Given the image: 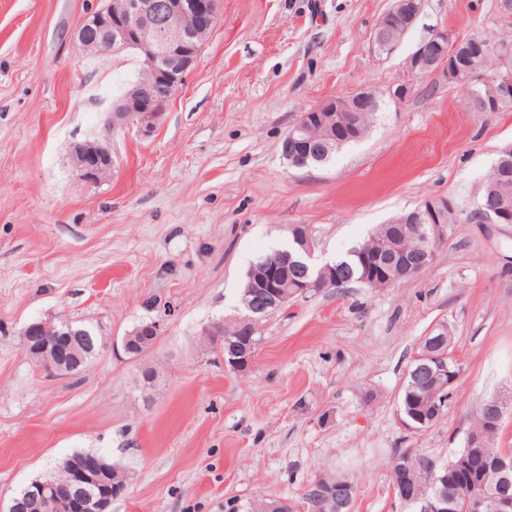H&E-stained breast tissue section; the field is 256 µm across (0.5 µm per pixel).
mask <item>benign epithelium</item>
Masks as SVG:
<instances>
[{"label":"benign epithelium","instance_id":"1","mask_svg":"<svg viewBox=\"0 0 512 512\" xmlns=\"http://www.w3.org/2000/svg\"><path fill=\"white\" fill-rule=\"evenodd\" d=\"M424 6V0H396L392 12L400 13L404 26L415 23ZM150 5L146 0H105L100 9L88 12L82 25L73 34V46L81 59L116 54L132 49L137 56L138 69L134 78L117 96L119 106L111 107L112 128L135 126L145 137L149 136L160 122L170 103V97L156 94L159 81L164 79L184 80L193 69L200 55L201 47L188 46V33L181 27L166 25L162 29L147 28ZM190 15L195 19L194 27L202 31L217 23L216 0H172L169 16L180 19ZM389 14H384L377 23L372 38L373 52L391 54L397 47L389 35ZM457 44L453 43L448 31L438 30L432 37L419 44L405 59L404 67L410 75L442 77L447 81L465 82L480 86L473 91L472 102L477 112H493L503 99L512 97V73L509 71L495 75L474 73L461 65L456 54ZM377 95L371 91L352 94L336 104L338 112H370L377 107ZM71 155L81 176L89 181H100L112 172V151L96 139L78 141L71 146ZM453 206L446 198H428L412 210L408 223L415 225V231L423 240L436 242L448 235L445 214ZM475 215L486 224H512V208L502 206L490 209H477ZM292 242L286 251H275L268 264L276 268L280 263H288L308 275L313 266L320 267L318 276L301 284L302 292L309 289L340 288L348 282L343 270L330 263H319L316 256L317 243L306 230L292 226ZM435 251L423 248L415 254L403 252L398 255L400 266L411 272H419L430 267ZM288 300V293L279 289L273 280L263 278L253 283L248 290L244 304L251 312L245 318L237 319L244 330L252 334L260 323L272 315L280 303ZM96 331L69 320L32 322L22 332V345L28 355L44 370L55 376L65 377L72 373L60 355L63 341L78 339L87 348L88 354L95 357L92 336ZM253 345L250 341H238L231 345L226 366L237 373H245L253 366ZM478 458L492 468L501 480L497 494L498 512H512V451L495 450L486 440L485 431L468 430L464 448L455 455L458 464ZM67 481L72 493L66 499L58 496L51 480H35L27 488L23 498L10 500L4 512H27L31 508L38 512H110L112 499L118 497L125 486L120 481L106 493H100L98 486L111 474V465L93 453H79L68 458L65 466ZM350 484L335 482L326 476L318 479V497L326 498L334 512H345L349 505ZM488 489L482 477L471 470L466 484L450 493L441 488H433L428 493L420 487L393 485L392 495L402 505L418 504L422 512H480Z\"/></svg>","mask_w":512,"mask_h":512}]
</instances>
